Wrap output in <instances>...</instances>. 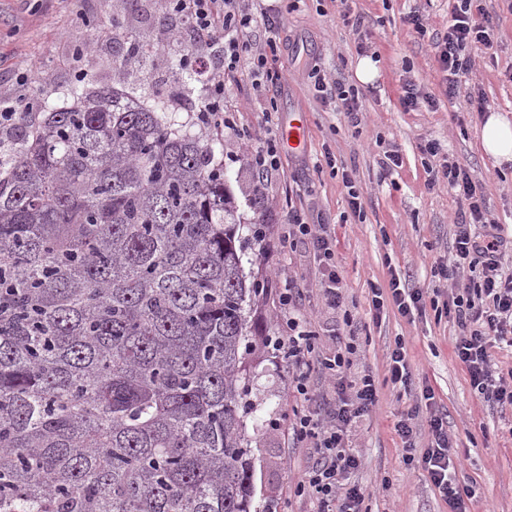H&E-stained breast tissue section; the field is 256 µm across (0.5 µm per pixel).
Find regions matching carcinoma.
Segmentation results:
<instances>
[{"mask_svg": "<svg viewBox=\"0 0 512 512\" xmlns=\"http://www.w3.org/2000/svg\"><path fill=\"white\" fill-rule=\"evenodd\" d=\"M112 41L144 69L118 17ZM41 114L0 174V512H273L246 434L259 288L214 145L118 90Z\"/></svg>", "mask_w": 512, "mask_h": 512, "instance_id": "carcinoma-1", "label": "carcinoma"}]
</instances>
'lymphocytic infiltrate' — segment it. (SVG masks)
<instances>
[{
	"label": "lymphocytic infiltrate",
	"instance_id": "f902f5d3",
	"mask_svg": "<svg viewBox=\"0 0 512 512\" xmlns=\"http://www.w3.org/2000/svg\"><path fill=\"white\" fill-rule=\"evenodd\" d=\"M163 7L179 19L177 26L168 29V37L193 46L218 44L221 59L211 69L199 113L216 131L236 130L235 117L224 109V77L247 69L264 91L280 81L273 63L284 41L276 32V9L264 7L256 13L247 0H164ZM403 22L418 39L429 41L433 47L449 103L457 104L464 112L485 111L483 93L469 84L474 56L494 47L496 23L484 0H457L446 30L440 32L431 31L425 14L418 10L406 14ZM258 24L271 33L259 50L242 39L244 31ZM314 86L322 106H335L345 113L350 126L360 125L363 104L357 88L340 79L327 81L321 74L316 75ZM262 117L263 141L250 157L261 182L277 171L280 163L276 108L265 109ZM422 151L428 158L427 188L447 184L458 204L452 250L447 263L437 268L439 276L451 285L452 297L443 310L460 329L454 353L465 365L470 386L480 398L503 409L512 408V369H500L492 353L502 343L512 347V272L507 271L505 261L512 242L504 236L501 225L490 218L482 186L473 181L466 166L443 153L438 142H426ZM291 224V236L308 240L326 272L320 288L326 305L344 308L345 297L336 271L334 228L308 223L297 210L291 214ZM470 269L478 270V277H467ZM369 292L374 319H382L390 308L408 319L425 311L424 291L410 287L399 274H391L387 286L371 285ZM298 297V288L292 286L283 288L279 296L280 304L288 311L279 348L295 368L290 392L298 405L291 429L297 441L308 443L313 456L297 492L315 502V512H368L365 502L369 492L350 480L359 466L350 437L356 419L377 404L379 386L369 373L348 378L357 354L354 337L335 338L330 353L319 351L316 332L296 308ZM317 370L337 383L336 402L326 409L318 405L310 385V377ZM418 417V412L407 411L400 413L394 423L403 458L406 464L425 471L441 497L455 512H461L463 494L449 471L453 443L447 422L440 414H429L426 425L430 442L420 451L415 445Z\"/></svg>",
	"mask_w": 512,
	"mask_h": 512
}]
</instances>
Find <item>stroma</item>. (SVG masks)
<instances>
[{"label": "stroma", "mask_w": 512, "mask_h": 512, "mask_svg": "<svg viewBox=\"0 0 512 512\" xmlns=\"http://www.w3.org/2000/svg\"><path fill=\"white\" fill-rule=\"evenodd\" d=\"M455 5L456 0H352L351 9L366 18L367 42L379 67L373 83L360 85L363 118L356 128L349 126L344 113L321 106L310 77L316 67L328 78L357 83L359 56L353 36L338 18L339 0H295L291 9L283 10L288 42L278 54L276 67L282 79L274 96L254 89L247 71L225 79L224 108L238 123L258 128L268 101L277 105L281 168L264 185L256 184L249 164L252 144L219 136L201 125L195 128L216 143L215 160L224 166L226 186L239 209V236H250L255 225L263 227L261 252L246 254L242 264L248 280L265 289L260 303L268 335L281 333L279 292L290 279L301 290L300 308L310 316L323 346H331L332 334L342 332L341 314L324 308L319 299L312 249L300 242L286 249L278 245L288 233L292 207L304 210L309 222L336 227L337 271L359 344L351 372L367 370L381 382L377 406L355 423L351 436L360 461L353 479L370 492V512H450L426 472L404 463L393 429L397 413L416 402L403 387L385 381L387 354L399 341L407 349L416 389H431L436 409L448 414V434L462 461L456 481L473 491L466 501L469 512H512V410L493 408L474 394L463 364L453 354L460 333L457 324L436 319L430 309L411 319L391 309L378 322L369 314L370 284L387 285L394 271L409 276L411 287L437 293L439 300H446L450 291L435 266L446 261L452 247L457 205L446 186L427 188L421 143L437 141L466 164L481 183L492 216L506 234H512V166L498 167L483 153V114L462 112L449 103L432 48L403 23L404 16L417 8L431 28L445 29ZM485 5L497 22L499 49L495 58H477L473 80L489 111L512 118V7L506 0H486ZM116 16L134 35L162 42L165 21L154 0H0V99L12 100L16 74L33 61L40 63L44 76L30 85L33 94L66 89L79 71L83 87L90 91L117 84L142 94L149 106L155 96H167L173 49L152 56L147 73L117 77L110 36ZM86 27L101 29L105 36L81 53L69 34ZM407 73L435 94V109L404 111L400 97ZM294 117L303 124L302 143L296 149L286 144L288 121ZM387 143L398 147L403 160L401 167L389 172L383 168ZM328 151L352 169L364 197L363 218L351 216L348 190L324 162ZM251 371L256 410L247 419L246 430L258 447L256 497L275 499L277 512H310V500L296 492L310 458L290 429L295 405L288 395L292 367L269 348L256 354Z\"/></svg>", "instance_id": "35a3bbf8"}]
</instances>
